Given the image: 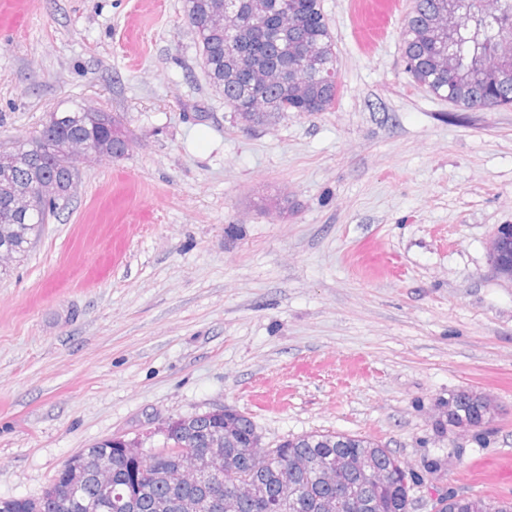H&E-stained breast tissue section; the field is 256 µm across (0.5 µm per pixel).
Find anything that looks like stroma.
Listing matches in <instances>:
<instances>
[{"mask_svg": "<svg viewBox=\"0 0 512 512\" xmlns=\"http://www.w3.org/2000/svg\"><path fill=\"white\" fill-rule=\"evenodd\" d=\"M323 0L340 93L243 132L207 81L184 0H32L0 42V152L51 112L120 117V158L77 163L72 201L0 277V500L36 498L112 437L161 444L171 418L232 408L275 446L368 435L436 492L512 498V282L487 243L512 225V107L461 110L416 86L402 22L357 32ZM285 217L257 211L268 191ZM473 389L484 442L436 431Z\"/></svg>", "mask_w": 512, "mask_h": 512, "instance_id": "stroma-1", "label": "stroma"}]
</instances>
